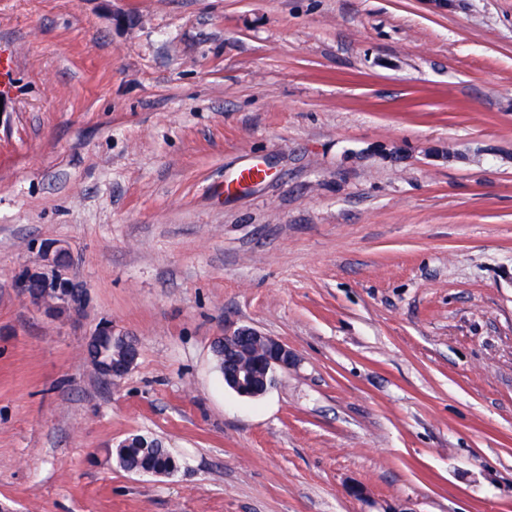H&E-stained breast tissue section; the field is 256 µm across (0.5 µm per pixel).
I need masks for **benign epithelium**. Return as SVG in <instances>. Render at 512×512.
<instances>
[{"instance_id":"obj_1","label":"benign epithelium","mask_w":512,"mask_h":512,"mask_svg":"<svg viewBox=\"0 0 512 512\" xmlns=\"http://www.w3.org/2000/svg\"><path fill=\"white\" fill-rule=\"evenodd\" d=\"M66 254L68 250L59 244L43 246L39 265L20 271L14 278V288L43 312L69 307L70 320L76 321L82 316L87 294L73 296L61 292L77 283L72 261L66 259ZM33 280L40 281L42 289H31ZM224 346L233 350L236 357L235 369L224 373V386L242 397L256 396L254 368L263 367L272 373L277 368L286 370L296 361L294 351L286 343L253 327L244 326L224 334ZM137 359L138 349L134 344L127 357L101 368L99 373L113 381L120 379L131 371Z\"/></svg>"}]
</instances>
